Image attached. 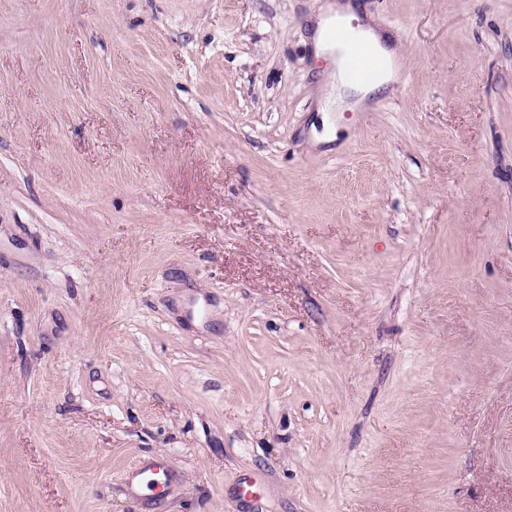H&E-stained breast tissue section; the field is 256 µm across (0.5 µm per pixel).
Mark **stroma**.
<instances>
[{"mask_svg": "<svg viewBox=\"0 0 512 512\" xmlns=\"http://www.w3.org/2000/svg\"><path fill=\"white\" fill-rule=\"evenodd\" d=\"M356 2L0 0V512H512V0ZM355 5L352 3H336L326 2L321 8L318 15L311 21L312 40L317 51H332V47L324 42L325 28L336 22H346L357 19L355 16ZM328 40L336 45L343 59V73L347 80L365 84L376 80L385 72L390 62L377 52L361 50L362 39L354 23L336 25L327 31ZM363 35L366 44L376 51H381L390 58L398 56V49L393 46V38L388 32L368 26ZM392 82V75L387 74L380 78L375 84L367 87H362L359 85L349 84L343 77L342 69L340 61L336 59V77L335 82H328L326 86H330V89L326 91L325 95V104L327 107H331L336 105L338 108L342 106L351 107H360L366 101L367 97L370 93H372L375 89L386 86L387 84ZM349 88L354 92L352 95L356 98L352 105H349L345 102L344 95L342 93V89ZM163 477V481L162 478ZM128 480L136 482V488L140 486L149 490H160L167 487L169 471L167 464L161 460H154L148 463L139 462L131 470Z\"/></svg>", "mask_w": 512, "mask_h": 512, "instance_id": "35a3bbf8", "label": "stroma"}]
</instances>
